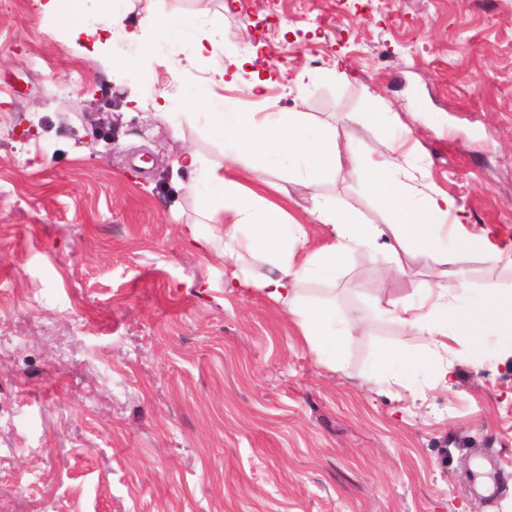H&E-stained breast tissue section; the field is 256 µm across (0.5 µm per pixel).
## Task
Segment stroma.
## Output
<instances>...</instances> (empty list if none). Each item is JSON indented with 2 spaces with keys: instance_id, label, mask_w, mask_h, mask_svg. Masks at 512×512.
<instances>
[{
  "instance_id": "1",
  "label": "stroma",
  "mask_w": 512,
  "mask_h": 512,
  "mask_svg": "<svg viewBox=\"0 0 512 512\" xmlns=\"http://www.w3.org/2000/svg\"><path fill=\"white\" fill-rule=\"evenodd\" d=\"M113 7L129 27L195 15L215 52L175 77L167 62L191 36L149 29L137 45L116 29L104 63L68 47L33 0H0V512H512V358L497 335L446 389L419 371L400 386L362 379L377 350L423 343L373 300H415L433 258L398 273L362 250L335 279L303 284L307 301L366 317L332 368L285 306L226 288L221 249L186 245L205 184L174 166L189 149L223 163L199 97L211 67L248 57L222 92L232 111L345 124L369 151L407 135L427 189L512 241V0ZM338 61L349 80L320 81ZM174 83L184 103L155 116ZM365 84L392 125L348 124ZM291 165L265 161L263 188L306 225L300 260L327 239ZM319 192L364 223L393 221L347 171ZM459 259L469 288L447 282L459 311L489 282L512 295V268Z\"/></svg>"
}]
</instances>
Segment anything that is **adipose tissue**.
<instances>
[{"label":"adipose tissue","mask_w":512,"mask_h":512,"mask_svg":"<svg viewBox=\"0 0 512 512\" xmlns=\"http://www.w3.org/2000/svg\"><path fill=\"white\" fill-rule=\"evenodd\" d=\"M99 22L95 29L82 27L74 18L66 21L68 43L105 53L107 44L101 40L100 30L123 23L112 0H101ZM203 105L213 132L224 141V162L203 168L195 153L182 156L185 169L202 171L205 177L208 191L199 201V210L216 230L211 239L188 226L189 241L204 249L222 243L224 260L232 265L239 264L246 254L262 259L266 272L240 271L231 287L253 289L286 305L310 349L334 367L344 365L348 338L362 320L342 316L330 301L306 302L300 284L334 278L347 258L360 249L436 257L432 280L423 286L418 302L402 304L381 293L375 297L379 315L426 336L424 348L409 354L378 350L366 380L372 384L393 380L398 370L404 369L428 374L433 385L449 386L457 376L458 357L480 347L481 337L474 332L461 334L457 327L455 304L443 283L452 278L460 287H468V272L459 263L458 250H450L448 242L456 240L458 249L495 263L512 262V245H504L489 230L467 228L463 207L455 197L424 190L408 170L411 153L404 141L394 142L383 152H364L352 141L343 140L336 127L308 134L299 112H228L218 96L205 98ZM279 155L292 159V175L304 190L312 192V214L328 239L324 247L299 263L294 252L306 239L304 225L286 226L280 206L260 192L243 190L238 180L242 160L262 161ZM344 165L376 203L395 216V223H361L348 206L316 195V188Z\"/></svg>","instance_id":"obj_1"}]
</instances>
